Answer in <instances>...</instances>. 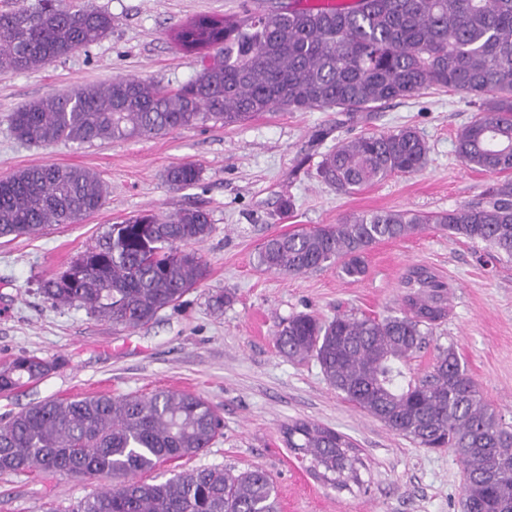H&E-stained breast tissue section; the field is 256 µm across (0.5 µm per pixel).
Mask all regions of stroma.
Masks as SVG:
<instances>
[{
    "label": "stroma",
    "instance_id": "obj_1",
    "mask_svg": "<svg viewBox=\"0 0 512 512\" xmlns=\"http://www.w3.org/2000/svg\"><path fill=\"white\" fill-rule=\"evenodd\" d=\"M90 2L112 17L107 38L30 71L0 72V178L58 164L91 170L106 189L104 205L81 223L0 239V363L32 354L55 363L39 383L0 395V426L50 397L185 391L216 407L222 433L205 452L142 473L145 482L200 467L235 473L258 467L274 482L280 512H461L464 472L451 451L421 447L355 407L328 385L316 360L281 355L274 332L297 313L398 314L402 274L427 266L450 285L448 315L410 358L407 373H424L440 349L455 347L482 398L512 425V258L435 225L375 244L356 280L335 264L295 276L266 272L257 266V251L266 237L366 213H439L484 201L492 175L464 165L456 152V134L479 115L478 104L430 89L352 120L331 110L273 111L229 126L118 142L45 147L17 140L9 117L26 102L117 76L169 89L188 83L203 62L175 46L176 24L205 13L265 10L275 0ZM402 127L416 129L428 145L422 170L352 194L318 178V163L338 140ZM183 161L195 162L201 178L175 191L165 174ZM286 199L293 208L285 214ZM185 207L208 210L214 231L194 246L206 275L179 307L123 329L42 297L40 282L64 270L108 225L138 212L170 215ZM219 293L226 300L217 309L211 297ZM295 420L346 434L357 450L361 484L334 488L289 448L283 431ZM111 484L107 476L0 473V512H70Z\"/></svg>",
    "mask_w": 512,
    "mask_h": 512
}]
</instances>
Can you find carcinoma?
<instances>
[{"label":"carcinoma","instance_id":"obj_1","mask_svg":"<svg viewBox=\"0 0 512 512\" xmlns=\"http://www.w3.org/2000/svg\"><path fill=\"white\" fill-rule=\"evenodd\" d=\"M112 16L65 0L0 14V69L28 71L106 38ZM173 37L189 55H210L195 79L175 91L116 77L30 101L11 114L14 136L51 145L164 135L210 122L240 123L266 112H372L437 88L482 99L483 115L457 132V154L490 174L512 171V0H354L266 9L246 18L204 14ZM428 146L403 127L341 141L322 157L318 177L344 194L425 165ZM175 190L196 185L192 162L170 167ZM105 190L87 169L45 164L0 179V239L75 224L99 210ZM426 224L489 243L512 257V180L487 201L435 215L371 212L337 224L276 235L261 243L257 265L297 275L341 262L348 278L364 273L366 250L404 239ZM213 232L210 214L184 208L167 218L132 215L111 224L63 271L44 282L55 307L77 306L133 329L175 308L205 275L190 244ZM403 310L382 319L297 314L279 326V352L316 359L338 394L390 430L431 449L448 448L466 472L464 512H512V426L483 401L453 347L419 378L402 366L448 312V283L423 265L400 281ZM53 361L23 355L0 365V393L37 382ZM221 428L216 408L185 392L49 398L0 427V472L38 470L75 478L110 476L109 490L84 498L76 512H277V492L259 469L218 467L180 472L159 483L135 479L160 462L194 457ZM288 447L311 457L341 488L359 482L346 435L314 422L284 431Z\"/></svg>","mask_w":512,"mask_h":512}]
</instances>
